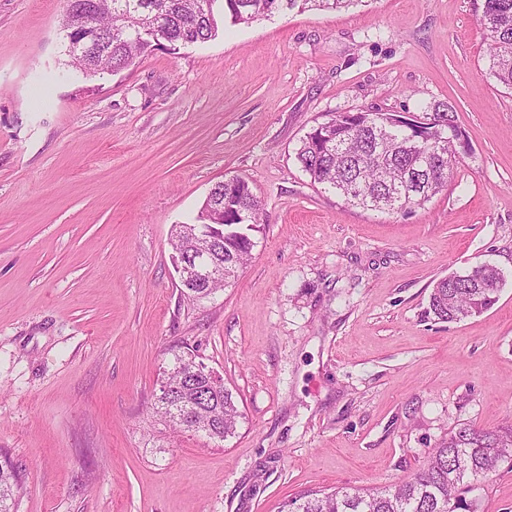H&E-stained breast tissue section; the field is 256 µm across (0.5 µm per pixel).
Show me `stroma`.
<instances>
[{
	"label": "stroma",
	"instance_id": "stroma-1",
	"mask_svg": "<svg viewBox=\"0 0 512 512\" xmlns=\"http://www.w3.org/2000/svg\"><path fill=\"white\" fill-rule=\"evenodd\" d=\"M67 0H0V455L18 512H287L415 473L450 430L512 420V91L482 0H360L229 27L93 80L66 71ZM453 106L471 149L407 213L354 208L295 160L339 112ZM246 178L268 215L235 282L182 296L174 225ZM488 263L478 316L430 292ZM194 352L241 411L226 440L154 410ZM512 512V465L476 490ZM502 273L489 264L472 267L463 274L441 278L429 296L428 315L435 321L455 322L489 310L498 300Z\"/></svg>",
	"mask_w": 512,
	"mask_h": 512
}]
</instances>
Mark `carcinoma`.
I'll return each instance as SVG.
<instances>
[{
    "label": "carcinoma",
    "mask_w": 512,
    "mask_h": 512,
    "mask_svg": "<svg viewBox=\"0 0 512 512\" xmlns=\"http://www.w3.org/2000/svg\"><path fill=\"white\" fill-rule=\"evenodd\" d=\"M358 0H67L61 30L81 28L83 41L100 46L82 54L65 44V66L85 80L131 66L143 53L166 45L176 51L214 39L219 26L299 11H340ZM482 21L490 31L488 74L512 90V0H483ZM434 118L426 136L443 128L464 135L456 112L446 103L429 106ZM401 116L347 112L312 127L300 140L295 158L311 181L346 204L384 213L407 212L429 201L447 183L456 164L450 148L418 151L397 126ZM243 215L246 224H262L261 199L242 177L224 180L225 223ZM254 243L229 228L224 233V280L237 277ZM502 273L489 264L440 279L429 296L428 314L455 322L489 310L498 300ZM184 354L170 371L174 390L160 394L156 410L173 426L224 440L235 433L240 416L232 392L204 377H185ZM512 462V424L484 430L462 424L429 452L422 468L397 483L379 488L337 487L301 494L288 512H477L472 493L500 463ZM19 477L0 464V512H17Z\"/></svg>",
    "instance_id": "carcinoma-1"
}]
</instances>
